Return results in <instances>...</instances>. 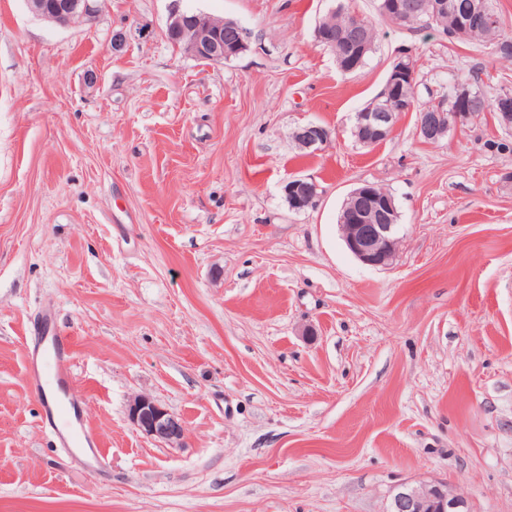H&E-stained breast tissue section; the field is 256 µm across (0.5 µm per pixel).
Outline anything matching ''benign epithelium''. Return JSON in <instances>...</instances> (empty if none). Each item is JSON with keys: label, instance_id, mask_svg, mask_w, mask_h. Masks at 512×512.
Segmentation results:
<instances>
[{"label": "benign epithelium", "instance_id": "1", "mask_svg": "<svg viewBox=\"0 0 512 512\" xmlns=\"http://www.w3.org/2000/svg\"><path fill=\"white\" fill-rule=\"evenodd\" d=\"M32 14L61 27H72L93 22L102 11V0H25ZM433 13H451L457 21L456 34L467 39L475 28L496 25V17L482 4L470 0H432ZM166 36L187 55L210 63L224 62V19L201 12L176 9L170 13ZM352 51L356 63L348 68L354 71L363 59L367 42L365 27L357 21L350 23L340 35ZM404 53L394 59L386 80L391 88L402 78L414 77L416 69L401 63ZM458 102L454 111L444 112L441 107L424 112L417 118V135L432 144L440 141L454 128L470 122L478 113L488 111L486 102L464 86H458ZM413 111L406 101L397 107L372 106L355 114L353 133L362 136L360 143L376 144L386 140L398 126L405 112ZM293 135L306 149H316L328 139L325 129L309 121L298 125ZM283 194L298 211L314 208L320 198L318 185L311 179L294 176L283 186ZM352 209L350 217L340 220L342 239L348 250L363 264L375 268H389L397 253L398 225L392 223L393 201L374 192V185L365 184L349 193ZM128 417L145 435L170 445L182 441L185 428L182 420L146 396L131 402ZM387 512H469L467 499L444 482L420 485L402 484L392 493Z\"/></svg>", "mask_w": 512, "mask_h": 512}]
</instances>
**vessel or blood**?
<instances>
[{"label": "vessel or blood", "instance_id": "obj_1", "mask_svg": "<svg viewBox=\"0 0 512 512\" xmlns=\"http://www.w3.org/2000/svg\"><path fill=\"white\" fill-rule=\"evenodd\" d=\"M27 381L44 393V425L61 444L80 448L90 434L82 423V401L68 391L72 376L71 343L67 337L46 328L28 353Z\"/></svg>", "mask_w": 512, "mask_h": 512}]
</instances>
